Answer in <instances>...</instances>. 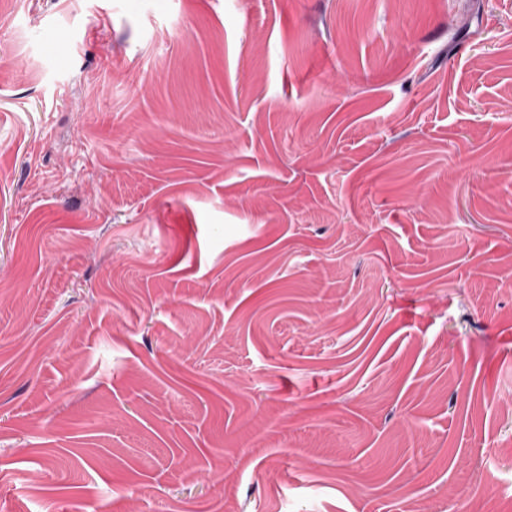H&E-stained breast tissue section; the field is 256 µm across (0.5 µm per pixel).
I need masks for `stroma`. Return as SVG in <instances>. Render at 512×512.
<instances>
[{
  "label": "stroma",
  "mask_w": 512,
  "mask_h": 512,
  "mask_svg": "<svg viewBox=\"0 0 512 512\" xmlns=\"http://www.w3.org/2000/svg\"><path fill=\"white\" fill-rule=\"evenodd\" d=\"M512 496V0H8L0 512Z\"/></svg>",
  "instance_id": "obj_1"
}]
</instances>
